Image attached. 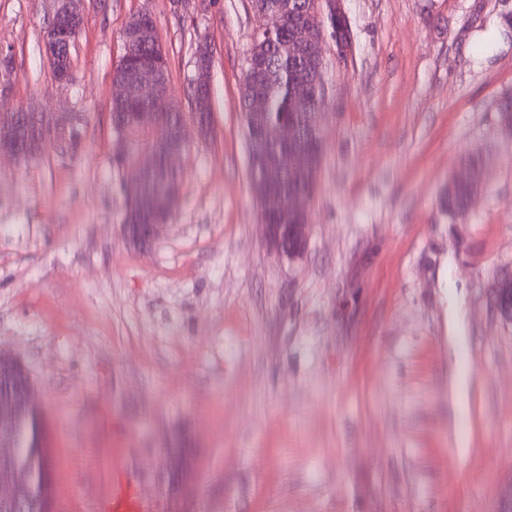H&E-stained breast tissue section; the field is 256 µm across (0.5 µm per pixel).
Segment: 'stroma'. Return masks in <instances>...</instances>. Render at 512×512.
<instances>
[{
    "instance_id": "obj_1",
    "label": "stroma",
    "mask_w": 512,
    "mask_h": 512,
    "mask_svg": "<svg viewBox=\"0 0 512 512\" xmlns=\"http://www.w3.org/2000/svg\"><path fill=\"white\" fill-rule=\"evenodd\" d=\"M324 54L323 160L305 256L269 249L247 162L250 0H90L72 79L43 49L51 0H0V108L70 112L78 150L0 162V349L49 425L57 512L125 477L148 512H507L512 0H344ZM150 12L174 111L213 51V134L183 155L159 240L122 224L112 164L122 29ZM482 188L440 206L467 156Z\"/></svg>"
}]
</instances>
